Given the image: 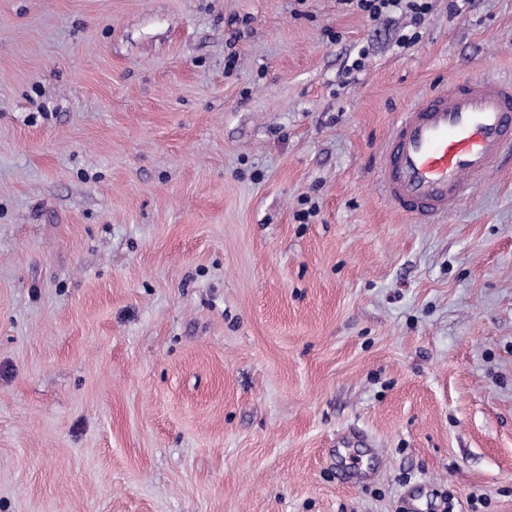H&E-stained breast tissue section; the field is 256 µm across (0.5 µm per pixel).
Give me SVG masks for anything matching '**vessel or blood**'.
<instances>
[{"mask_svg": "<svg viewBox=\"0 0 512 512\" xmlns=\"http://www.w3.org/2000/svg\"><path fill=\"white\" fill-rule=\"evenodd\" d=\"M510 150L512 80H451L396 120L380 154L382 191L413 222H432L455 211Z\"/></svg>", "mask_w": 512, "mask_h": 512, "instance_id": "1", "label": "vessel or blood"}]
</instances>
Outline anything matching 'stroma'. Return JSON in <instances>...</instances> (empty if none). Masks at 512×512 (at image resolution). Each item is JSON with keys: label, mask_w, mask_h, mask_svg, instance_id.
Segmentation results:
<instances>
[{"label": "stroma", "mask_w": 512, "mask_h": 512, "mask_svg": "<svg viewBox=\"0 0 512 512\" xmlns=\"http://www.w3.org/2000/svg\"><path fill=\"white\" fill-rule=\"evenodd\" d=\"M430 6L0 0V512H512V156L379 186L512 0ZM357 6L372 20L394 10L410 12L414 24H418L430 10L428 0H357Z\"/></svg>", "instance_id": "35a3bbf8"}]
</instances>
